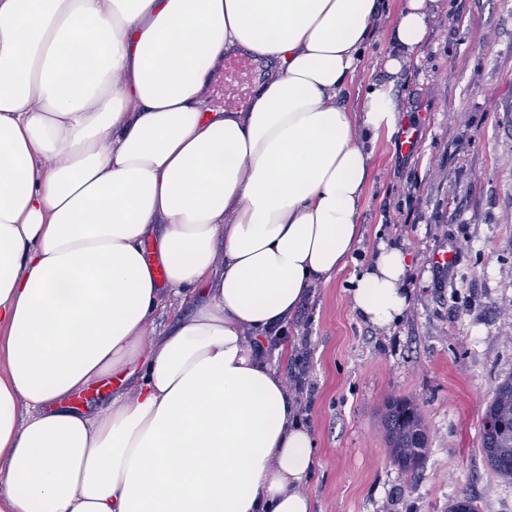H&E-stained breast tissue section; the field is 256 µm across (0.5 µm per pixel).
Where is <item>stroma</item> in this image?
<instances>
[{
  "mask_svg": "<svg viewBox=\"0 0 512 512\" xmlns=\"http://www.w3.org/2000/svg\"><path fill=\"white\" fill-rule=\"evenodd\" d=\"M442 10L419 61L395 78L401 125L415 146L381 136L360 215L356 264L379 241L412 254L413 303L392 333L363 323L348 301L350 271L337 274L289 321L293 348L281 364L307 386L304 421L318 464L307 486L314 512H448L461 494L512 512V482L485 463L481 430L494 388L512 377V0H454ZM401 0H383L351 94L379 80L376 59ZM267 68L225 71L211 104L246 98ZM458 245L439 274L434 256ZM413 400L428 428L429 453L416 477L389 455L381 424L386 400Z\"/></svg>",
  "mask_w": 512,
  "mask_h": 512,
  "instance_id": "35a3bbf8",
  "label": "stroma"
}]
</instances>
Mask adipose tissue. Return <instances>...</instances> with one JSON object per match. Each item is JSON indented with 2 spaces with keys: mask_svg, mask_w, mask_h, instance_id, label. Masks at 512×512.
<instances>
[{
  "mask_svg": "<svg viewBox=\"0 0 512 512\" xmlns=\"http://www.w3.org/2000/svg\"><path fill=\"white\" fill-rule=\"evenodd\" d=\"M439 9L403 0L353 103L381 0H0V512H313L316 437L269 341L361 244L392 78ZM238 50L273 71L213 109ZM411 268L379 242L353 313L395 330ZM127 369L105 410L68 407Z\"/></svg>",
  "mask_w": 512,
  "mask_h": 512,
  "instance_id": "1",
  "label": "adipose tissue"
}]
</instances>
